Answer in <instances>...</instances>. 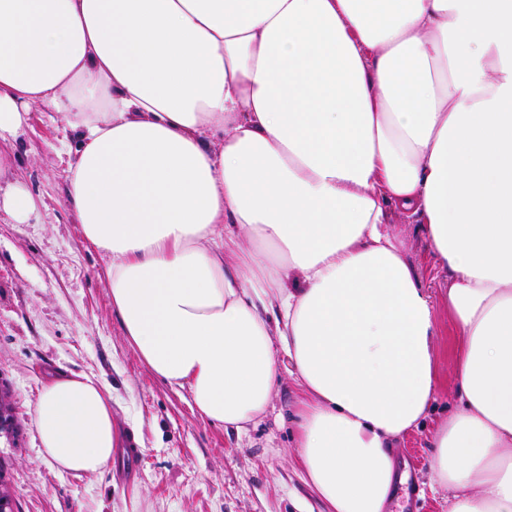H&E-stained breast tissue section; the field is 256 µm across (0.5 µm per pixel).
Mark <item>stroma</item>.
Wrapping results in <instances>:
<instances>
[{"instance_id": "1", "label": "stroma", "mask_w": 512, "mask_h": 512, "mask_svg": "<svg viewBox=\"0 0 512 512\" xmlns=\"http://www.w3.org/2000/svg\"><path fill=\"white\" fill-rule=\"evenodd\" d=\"M68 134L64 113L35 104L24 133L0 144L8 179L38 207L33 224L0 219V381L18 426L0 438V462L20 512H323L295 459L294 376L281 373L273 410L240 436L200 419L188 389L170 386L137 356L112 307L105 260L66 204L75 158L63 145ZM393 221L434 291L437 382L454 392L458 338L431 246L414 221L399 214ZM68 373L110 391L120 447L141 451L136 473L119 457L96 474L65 472L41 457L34 411L45 383ZM447 415L439 402L422 428L394 442L401 480L391 512H448L446 495L430 489L431 435Z\"/></svg>"}]
</instances>
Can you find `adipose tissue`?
<instances>
[{
	"label": "adipose tissue",
	"mask_w": 512,
	"mask_h": 512,
	"mask_svg": "<svg viewBox=\"0 0 512 512\" xmlns=\"http://www.w3.org/2000/svg\"><path fill=\"white\" fill-rule=\"evenodd\" d=\"M50 104L67 204L140 359L241 432L285 354L326 512H387L442 394L420 220L460 338L432 437L449 512H512V0H0V139ZM41 455L95 474L109 392L49 381Z\"/></svg>",
	"instance_id": "obj_1"
}]
</instances>
